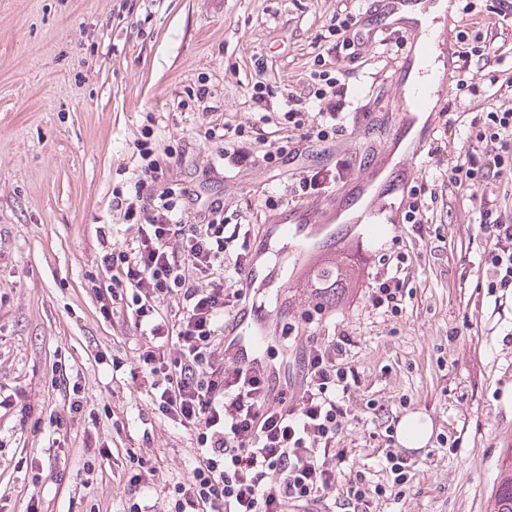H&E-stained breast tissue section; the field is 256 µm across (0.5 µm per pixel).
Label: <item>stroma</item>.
<instances>
[{
	"label": "stroma",
	"instance_id": "stroma-1",
	"mask_svg": "<svg viewBox=\"0 0 512 512\" xmlns=\"http://www.w3.org/2000/svg\"><path fill=\"white\" fill-rule=\"evenodd\" d=\"M472 4L489 23L488 59L472 58L473 93L452 94L456 145H469L470 121L497 110L512 89V27L498 26L496 0ZM362 12L366 0H0V392H25L33 414L57 402L52 366L65 356L85 386L90 407L115 409L127 423L137 457L166 449L163 468L185 472L192 450L180 431L154 414L131 376L127 344H113L112 325L86 295L97 263L93 225H112L122 239L126 220L111 206L112 189L129 177L134 141L153 113L162 146L191 149L174 170L183 187L224 201L230 224H267L266 196L290 199L296 181L286 169L220 159L205 140L204 113L247 131L268 126L253 109L257 79L273 86L271 112L282 111L284 88H306L317 47L330 49L348 83L343 134L329 152H314L319 170L353 162L372 137L363 116L390 106L401 44L369 43L352 56L325 32L343 6ZM208 94L197 100L199 86ZM221 164L222 175L206 168ZM480 188L448 187L424 227L397 225L384 244H361L356 272L336 305L317 311L307 286L281 280L267 308L271 330L310 326L319 340L351 339L357 376L348 427L338 445L372 483L387 475L385 429L417 414L431 425L416 453V475L401 496L373 500L369 512H489L506 449L512 448V294L482 286ZM409 252L406 310L372 308L368 285L382 256ZM112 344L120 370L94 360L97 343ZM48 429L0 422V475L18 489L0 512H24L30 495L53 501L54 512H92L107 502L122 512L111 478L84 485L81 441L53 447ZM63 472L61 486L31 483L20 456Z\"/></svg>",
	"mask_w": 512,
	"mask_h": 512
}]
</instances>
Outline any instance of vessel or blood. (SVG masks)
Masks as SVG:
<instances>
[{"label": "vessel or blood", "mask_w": 512, "mask_h": 512, "mask_svg": "<svg viewBox=\"0 0 512 512\" xmlns=\"http://www.w3.org/2000/svg\"><path fill=\"white\" fill-rule=\"evenodd\" d=\"M456 18V0H377L370 30L404 43L395 69L394 111L400 118V131L408 134L409 140L393 152L370 146L359 154L358 175L350 182L348 195L310 200L279 214L272 234L283 248L273 262L265 252H252L239 282L244 296H251L271 276L287 277L289 263L313 267L335 263L333 249L326 246L333 238L332 225H367L376 242L393 234L402 214L389 212L385 197L375 186L387 172L411 170L426 154L435 124L434 118L425 115L428 104L436 99L447 101L455 89L459 54ZM269 338L267 318L255 315L247 303L240 306L225 333L238 366L264 377L275 374L267 359Z\"/></svg>", "instance_id": "1"}]
</instances>
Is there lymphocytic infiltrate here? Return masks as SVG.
Segmentation results:
<instances>
[{
	"label": "lymphocytic infiltrate",
	"mask_w": 512,
	"mask_h": 512,
	"mask_svg": "<svg viewBox=\"0 0 512 512\" xmlns=\"http://www.w3.org/2000/svg\"><path fill=\"white\" fill-rule=\"evenodd\" d=\"M310 78L318 83L312 97L288 91L279 115L263 114L275 128L260 143L226 121L207 125L206 139L223 141L225 155L265 167L301 156L307 144L335 143L344 85L324 71ZM470 125L471 150L449 152L447 135H440L427 166L439 173V188L482 184L491 195L479 229L492 294L512 289V107L481 113ZM154 135L151 125L142 126L132 175L112 190V207L127 221L123 240H113L111 225L94 227L98 263L86 293L101 317L131 338L146 380L143 396L188 436L193 456L184 478L165 474L162 448L156 462L131 468L123 512H331L337 495L362 512L373 499L409 486L417 461L403 450L385 456L387 484H371L359 473L336 485L345 461L336 445L357 383L346 360L348 336L309 344L298 387L274 392L243 368L225 371L224 333L243 301L239 276L255 227L226 223L223 199L200 202L166 179L163 166L173 153ZM439 188H411L405 223H429ZM411 263V255L398 254L393 270L373 277V308L403 312L401 273ZM51 385L61 401L50 406L48 426L78 418L84 439H91L100 418L85 412L84 387L65 359L56 361ZM158 485L165 490L161 503L148 504V492Z\"/></svg>",
	"instance_id": "f902f5d3"
}]
</instances>
